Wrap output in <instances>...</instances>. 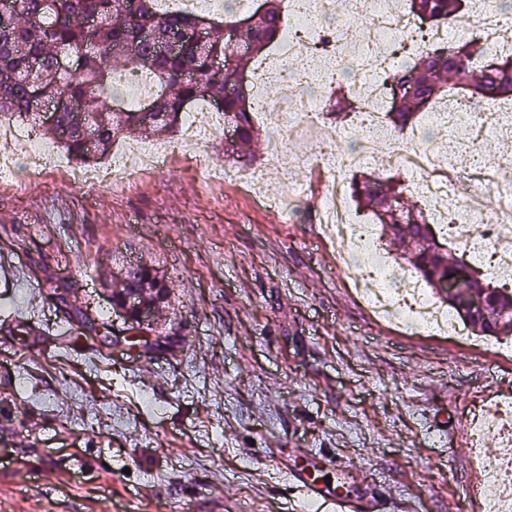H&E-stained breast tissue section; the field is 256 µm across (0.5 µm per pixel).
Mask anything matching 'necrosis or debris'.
I'll use <instances>...</instances> for the list:
<instances>
[{
  "label": "necrosis or debris",
  "mask_w": 512,
  "mask_h": 512,
  "mask_svg": "<svg viewBox=\"0 0 512 512\" xmlns=\"http://www.w3.org/2000/svg\"><path fill=\"white\" fill-rule=\"evenodd\" d=\"M301 4V9L292 11L284 25L282 44L273 50L276 63L265 72L248 76L254 105L260 114L267 116L272 128L266 140L264 169L246 170L227 165L211 169L210 177L234 182L264 207L284 209L282 199L263 195L264 172L278 171L289 182L290 139L300 130H315L314 150L306 156L304 164L316 170L320 177L322 210L327 217L322 238L336 243L342 256L358 260L359 272L348 281L352 290L367 308L389 320H398L408 308L415 315L416 330L467 346H482V339L469 335L465 324L449 309L419 289L409 288L407 279H399L394 285L384 281L371 288L366 286L363 273L373 267V227L359 220L350 207L347 174L375 159L382 167L411 176L437 207L454 212L467 209L471 222L457 219L447 225L450 242L472 260L490 255L491 274L512 281V250L499 246L500 240L512 239V155L505 154L497 162L487 163L471 135L472 127L477 126L482 132H496L511 139L512 123L505 126L497 122L482 123L480 113L461 101L455 111L426 115L431 126L450 130L447 154L434 155L402 136L388 140L381 158H374L380 135L379 107L389 100L390 89L371 70L352 84L362 101V108L355 115L362 142L357 149L338 152L336 125L327 120L322 104L329 88L335 85L341 57L351 54L367 62L388 54L395 45L404 44L413 58L422 50L424 42L415 40L419 25L416 17L391 9L390 0H301ZM462 31L494 44L500 32L512 33V12L495 6L486 9L479 19L473 13H463L453 22L429 28L425 42L444 43L449 35ZM299 77L307 84V91L301 96L292 90ZM273 80L279 81L284 89V100L277 106L264 92ZM171 153L170 146L165 144L140 143L113 153L107 165L75 166L51 151L26 123L0 122L2 178L13 177L16 161L23 158L28 162V174L59 172L77 189L108 187L146 171L163 170ZM288 190L293 193L297 187L289 182ZM484 190L500 197L502 204L498 209L489 211L479 206L480 193ZM490 436L498 443L492 453L479 447ZM470 437L478 444L472 456L476 484L493 490L484 501L485 512H512V427L477 411L473 414Z\"/></svg>",
  "instance_id": "1"
}]
</instances>
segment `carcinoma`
<instances>
[{"mask_svg":"<svg viewBox=\"0 0 512 512\" xmlns=\"http://www.w3.org/2000/svg\"><path fill=\"white\" fill-rule=\"evenodd\" d=\"M17 14L7 24L0 22V117L10 116L45 128L57 137L55 127H47L32 101L40 96L59 103L56 127L69 130L67 139L58 140L65 152L80 162H89L110 153L116 140L136 131L174 134L177 119L192 106L204 102L215 106L223 98L220 111L224 124L233 129L234 139L224 156H246L243 148L254 138V107L246 95L231 94L240 74L246 72L255 56L280 39L283 27L282 0H262L248 14L253 25L236 28L238 9L224 7V20L205 14L162 11L158 0H143L135 21L121 10V0H16ZM475 0H407V10L431 24L455 17ZM88 14L102 18L95 41H89L83 26ZM202 27L204 43L187 38ZM182 42L179 52L158 58L148 68L152 95L128 107L113 94L116 79L138 67V58L153 51L155 44ZM465 51L466 63L457 61V51ZM480 58L479 42L458 36L437 48L424 50L408 66H391L386 80L392 86L391 105L386 110L388 124L402 131L420 112L440 96L449 97L455 85L442 84L443 78L463 80L468 98L476 108L502 98H512V46L500 55L502 68L493 69ZM353 92L337 84L330 100L331 111L353 108ZM150 106L159 115L172 114L176 121L145 123L140 118ZM402 192L373 176L354 181V198L371 211L382 235L396 247V257L410 265L429 284L433 293L456 309L455 302L470 294L478 281L493 287L488 310L496 313L512 306V291L475 269L464 256L452 253L440 242L427 214L406 207L405 223L390 214L387 202L399 200ZM158 308L168 294V285L157 272L136 267L117 277L112 302L135 290ZM479 336H511L512 314L494 324L483 322Z\"/></svg>","mask_w":512,"mask_h":512,"instance_id":"cac0c4a2","label":"carcinoma"}]
</instances>
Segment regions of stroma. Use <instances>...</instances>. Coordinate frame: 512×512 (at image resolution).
<instances>
[{
  "mask_svg": "<svg viewBox=\"0 0 512 512\" xmlns=\"http://www.w3.org/2000/svg\"><path fill=\"white\" fill-rule=\"evenodd\" d=\"M168 142L165 170L122 186L0 179V512H114L131 489L137 512H279L276 461L341 468L389 512H463L470 407L512 392V354L375 319L318 234V195L281 217L207 177L223 133L193 169ZM126 260L169 285L143 328L105 287ZM43 284L91 318L81 340L33 299ZM28 308L33 335L5 322Z\"/></svg>",
  "mask_w": 512,
  "mask_h": 512,
  "instance_id": "stroma-1",
  "label": "stroma"
}]
</instances>
